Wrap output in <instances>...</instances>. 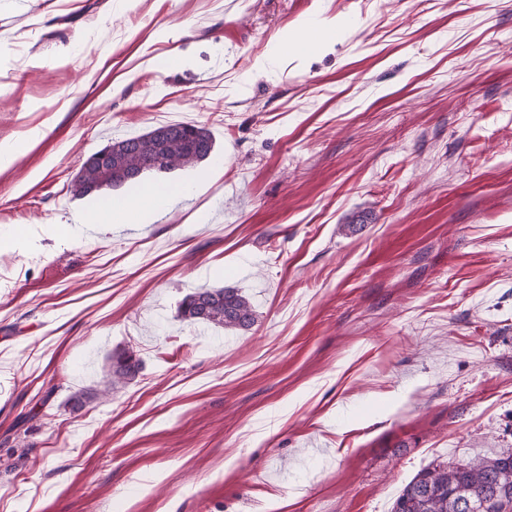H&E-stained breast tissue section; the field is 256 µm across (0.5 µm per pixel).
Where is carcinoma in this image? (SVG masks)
I'll use <instances>...</instances> for the list:
<instances>
[{
	"instance_id": "obj_1",
	"label": "carcinoma",
	"mask_w": 512,
	"mask_h": 512,
	"mask_svg": "<svg viewBox=\"0 0 512 512\" xmlns=\"http://www.w3.org/2000/svg\"><path fill=\"white\" fill-rule=\"evenodd\" d=\"M105 148L112 161L101 166L86 159L72 181L78 196H98L126 183L140 180L150 171L166 172L193 167L208 159L214 140L205 127L172 124L136 137L112 140ZM178 317L189 324H205L226 331H247L255 323L250 299L238 288H201L186 295L179 304ZM141 360L128 349L108 358L107 385L100 391L107 398L134 380ZM493 503L487 512H501L512 505V452L474 459L466 464L427 467L404 486L393 503L392 512H460L459 502Z\"/></svg>"
}]
</instances>
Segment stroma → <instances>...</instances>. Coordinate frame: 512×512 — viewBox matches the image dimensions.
<instances>
[{"label":"stroma","mask_w":512,"mask_h":512,"mask_svg":"<svg viewBox=\"0 0 512 512\" xmlns=\"http://www.w3.org/2000/svg\"><path fill=\"white\" fill-rule=\"evenodd\" d=\"M181 121L172 208L58 233ZM1 152L0 512H391L512 450V0H0ZM218 286L250 330L179 319ZM102 149L93 158L102 164L109 163L110 150L111 164L103 167L89 156L72 181L76 195L98 196L112 187L136 182L150 171L193 167L212 155L214 140L205 127L180 123L136 137L111 140ZM107 385L100 391L101 396L109 398L111 394L134 380L141 370V360L134 351L123 349L113 352L108 358Z\"/></svg>","instance_id":"stroma-1"}]
</instances>
